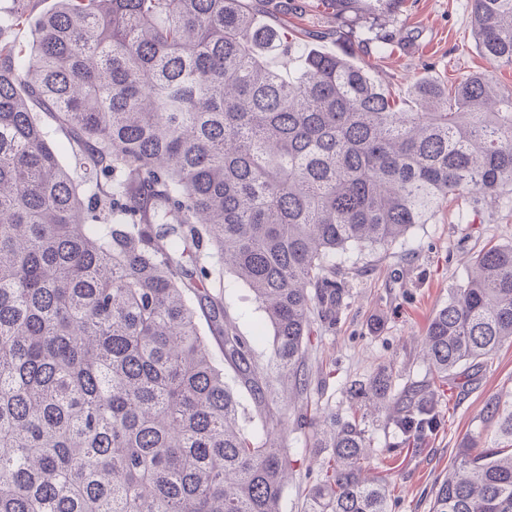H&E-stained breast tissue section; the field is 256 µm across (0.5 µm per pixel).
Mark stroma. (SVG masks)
Wrapping results in <instances>:
<instances>
[{"instance_id": "stroma-1", "label": "stroma", "mask_w": 512, "mask_h": 512, "mask_svg": "<svg viewBox=\"0 0 512 512\" xmlns=\"http://www.w3.org/2000/svg\"><path fill=\"white\" fill-rule=\"evenodd\" d=\"M259 19L287 31L297 49L273 51V66L296 70L301 47L335 49L349 35L360 63L369 66L384 88L410 101L425 75L449 86L475 72L491 74L498 86L512 89V67H499L478 51L471 25V0H393L380 13L376 0H247ZM512 242V194L491 205L469 197L449 200L426 224L385 248L352 247L337 254L348 293L332 320H314L307 365L313 372L307 402L286 408L288 445L298 451L293 477L286 487L283 512H302L304 495L316 480L320 457L302 413L317 410L348 413L345 389L380 368L392 367L399 389L431 383L418 357L419 340L436 310L462 285L469 258L483 248ZM224 308L241 336L248 338L260 363L272 358V334H259L265 314L253 293L231 274L221 276ZM512 408V346H504L462 387L446 390L443 421L425 441L386 454L395 436L386 410L365 423L378 453L375 475L391 490V512H428L437 478L462 448H504L495 404Z\"/></svg>"}]
</instances>
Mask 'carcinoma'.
I'll list each match as a JSON object with an SVG mask.
<instances>
[{
	"instance_id": "1",
	"label": "carcinoma",
	"mask_w": 512,
	"mask_h": 512,
	"mask_svg": "<svg viewBox=\"0 0 512 512\" xmlns=\"http://www.w3.org/2000/svg\"><path fill=\"white\" fill-rule=\"evenodd\" d=\"M471 13L481 55L511 67L512 0ZM288 47L244 0H56L30 54L0 42V512H281L280 403L307 392L312 318L346 295L336 252L512 192V91L488 74L421 81L408 112L353 48L304 49L285 79L267 56ZM213 253L264 309L273 366L204 288ZM200 315L255 402L248 433ZM507 343L512 244L479 252L421 347L443 382ZM394 379L348 392L405 444L442 399ZM324 422L303 512H388L357 412ZM429 512H512V448L461 449ZM42 115V114H41ZM49 131L50 141L56 152L58 161L65 167L71 174L76 184L81 185V189H84V175L83 172L75 166L72 153L67 147V138L64 131L60 130L54 123H52L47 117L42 115Z\"/></svg>"
}]
</instances>
